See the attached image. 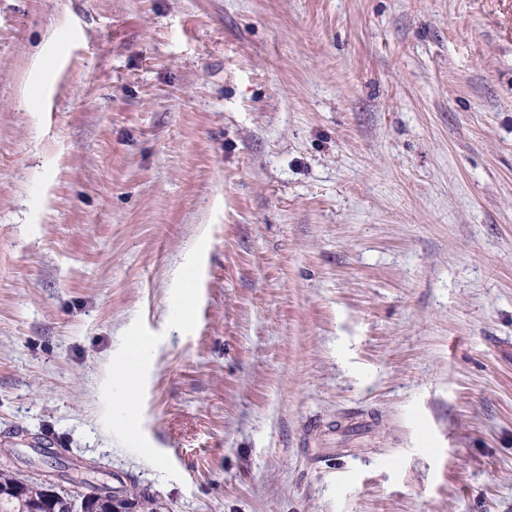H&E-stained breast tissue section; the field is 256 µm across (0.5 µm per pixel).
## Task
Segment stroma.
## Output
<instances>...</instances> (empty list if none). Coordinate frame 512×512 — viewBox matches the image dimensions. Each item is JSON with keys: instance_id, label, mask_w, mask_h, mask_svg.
Listing matches in <instances>:
<instances>
[{"instance_id": "stroma-1", "label": "stroma", "mask_w": 512, "mask_h": 512, "mask_svg": "<svg viewBox=\"0 0 512 512\" xmlns=\"http://www.w3.org/2000/svg\"><path fill=\"white\" fill-rule=\"evenodd\" d=\"M1 448L512 512V0H0Z\"/></svg>"}]
</instances>
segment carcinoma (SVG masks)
<instances>
[{"instance_id": "cac0c4a2", "label": "carcinoma", "mask_w": 512, "mask_h": 512, "mask_svg": "<svg viewBox=\"0 0 512 512\" xmlns=\"http://www.w3.org/2000/svg\"><path fill=\"white\" fill-rule=\"evenodd\" d=\"M53 487L34 479H22L12 459L0 453V512H60L61 500L50 494ZM118 494L134 512H157L160 504L135 489H121Z\"/></svg>"}]
</instances>
